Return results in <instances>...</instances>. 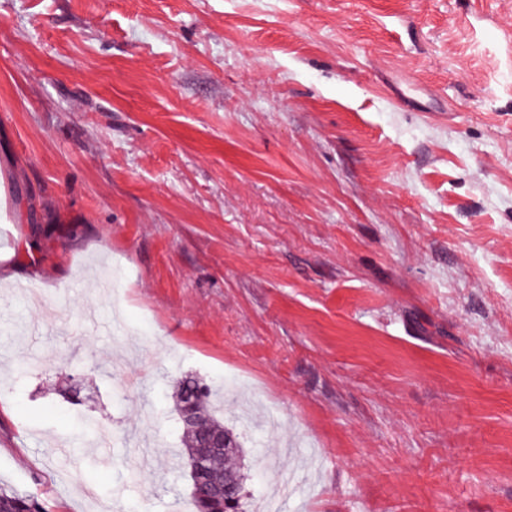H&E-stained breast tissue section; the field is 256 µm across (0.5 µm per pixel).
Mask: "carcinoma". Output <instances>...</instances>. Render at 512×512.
Returning a JSON list of instances; mask_svg holds the SVG:
<instances>
[{
	"label": "carcinoma",
	"mask_w": 512,
	"mask_h": 512,
	"mask_svg": "<svg viewBox=\"0 0 512 512\" xmlns=\"http://www.w3.org/2000/svg\"><path fill=\"white\" fill-rule=\"evenodd\" d=\"M174 407L181 412L185 401L193 397L198 406V419L189 426H183L182 448L177 456L192 465L195 462L198 445L210 434H224V451L210 456L205 472L192 482V512H245L242 488L244 474L240 460L242 444L238 435L224 425L212 408L213 393L193 374H186L174 384ZM224 482L228 488L227 502L212 497L211 485ZM0 512H45L38 498L30 492H22L0 483Z\"/></svg>",
	"instance_id": "obj_1"
}]
</instances>
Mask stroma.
<instances>
[{"label": "stroma", "instance_id": "1", "mask_svg": "<svg viewBox=\"0 0 512 512\" xmlns=\"http://www.w3.org/2000/svg\"><path fill=\"white\" fill-rule=\"evenodd\" d=\"M1 268L46 512H185L187 373L247 512H512V0H0Z\"/></svg>", "mask_w": 512, "mask_h": 512}]
</instances>
